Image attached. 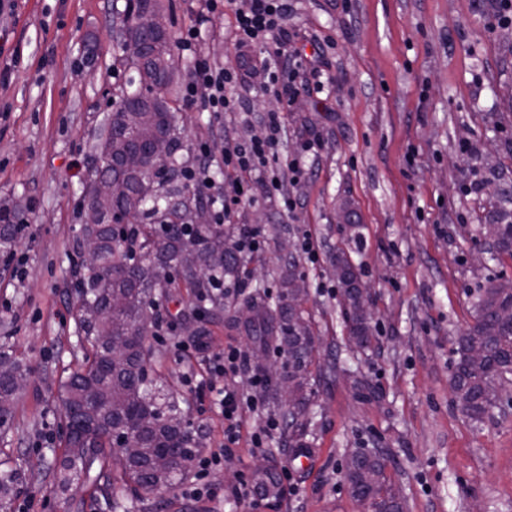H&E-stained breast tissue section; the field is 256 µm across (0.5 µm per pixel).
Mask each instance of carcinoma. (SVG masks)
<instances>
[{
    "label": "carcinoma",
    "instance_id": "1",
    "mask_svg": "<svg viewBox=\"0 0 512 512\" xmlns=\"http://www.w3.org/2000/svg\"><path fill=\"white\" fill-rule=\"evenodd\" d=\"M142 35L148 42L141 61H127L138 75V87L119 89L118 107L108 118L97 148L110 162L92 178L119 179L126 189L105 200L85 187L82 208H97L99 224H81L75 241L94 237L99 242L100 264L88 268L77 263L74 271L79 310L98 307L102 316L94 324L79 322L78 344L89 346V366L62 385L66 414V450L57 462L55 491L68 492L82 478L105 496L112 512H132L138 492L150 494L174 489L194 465L201 448L198 432L185 421L178 401L162 394L149 377L146 336L157 300L175 287V276L187 281L198 300L210 304L211 314L224 311V279L239 278L245 247L222 224L196 227L179 222L174 198L181 203L203 204L204 193L183 181L177 113L166 101L175 83L174 39L163 0H126L125 19L116 38ZM144 106L147 112L126 108ZM159 135L171 138L172 154L166 171L158 172L147 153ZM497 243L512 252V211L499 213ZM18 211L0 207V252L12 251L20 235ZM336 264L346 269L342 280L348 300L352 333L358 346L369 341L366 316L357 301L365 297L354 267L344 258ZM305 293L301 276L290 272L277 302L259 292L248 298L253 321L244 332L259 344L275 338L287 353L288 382L298 393L295 405L306 407V373L314 336L300 306ZM475 323L458 339L459 360L453 372L455 401L466 415L481 422L494 405L487 397L490 386L512 375V321L498 312L512 309V279L491 281L474 295ZM126 342L122 360H112V339ZM483 348L488 356L473 364L469 352ZM28 369L8 349H0V427L12 417L19 394L16 381ZM118 460L123 478L105 470L107 457ZM348 488L356 500L378 512H403L400 498L386 486L384 464L374 455L355 453L346 462ZM24 474L16 467L0 469V506L10 504Z\"/></svg>",
    "mask_w": 512,
    "mask_h": 512
}]
</instances>
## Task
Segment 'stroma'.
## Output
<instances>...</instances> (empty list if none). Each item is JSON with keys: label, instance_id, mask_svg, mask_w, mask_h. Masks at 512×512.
I'll return each instance as SVG.
<instances>
[{"label": "stroma", "instance_id": "obj_1", "mask_svg": "<svg viewBox=\"0 0 512 512\" xmlns=\"http://www.w3.org/2000/svg\"><path fill=\"white\" fill-rule=\"evenodd\" d=\"M125 0H15L0 17V205H15L30 225L10 254L0 253V344L29 370L0 431V460L21 464L24 482L7 512H111L89 487L54 490L64 450L61 378L80 372L72 269L79 201L97 155L98 135L115 90L137 81L122 61L114 32ZM495 0H290L286 25L303 55H317L323 90L287 99L243 76L242 112L223 115L187 103L172 105L184 128L181 156L209 170L225 194L237 173L225 147L261 133L271 111L288 121L280 153L303 160L304 173L280 177L298 206L257 193L252 206L231 210L225 223L258 226L261 250L251 254L224 296L238 308L254 289L278 297L289 257L305 276L303 307L317 336L308 408L291 417L287 397L264 399L246 414L239 441L224 448L211 495L161 490L136 512H251L233 491L239 479L260 482L263 468L287 474L293 495L267 489L261 512H368L354 499L347 456L380 455L386 481L403 512H512V401L476 422L454 401L450 378L457 338L474 322L473 296L489 281L512 278V254L485 232L512 197V24H498ZM231 13L214 14L187 51L182 75L196 61L239 65ZM317 143L308 153L305 143ZM312 236L317 257L303 249ZM483 248L486 260L473 264ZM346 253L370 293L371 344L356 348L342 290L331 275ZM189 288L159 299L161 338H148L149 373L177 398L203 431V445L224 447V418L199 397L198 360L179 361L173 345L206 335L205 354L233 345L255 347L228 318L199 309ZM283 425L265 457L250 453V435L266 417Z\"/></svg>", "mask_w": 512, "mask_h": 512}]
</instances>
